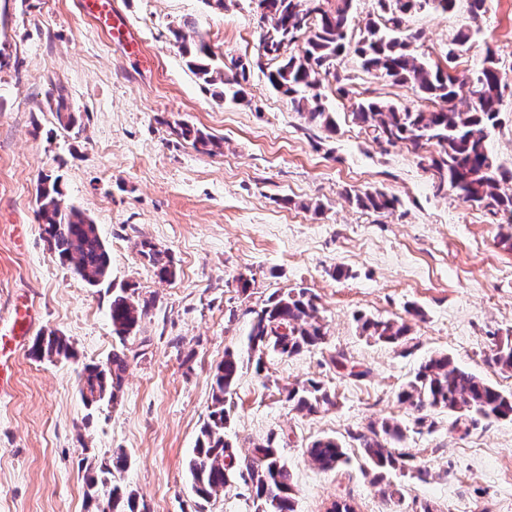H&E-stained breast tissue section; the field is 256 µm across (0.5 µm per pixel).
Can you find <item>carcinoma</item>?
Here are the masks:
<instances>
[{"label":"carcinoma","instance_id":"obj_1","mask_svg":"<svg viewBox=\"0 0 512 512\" xmlns=\"http://www.w3.org/2000/svg\"><path fill=\"white\" fill-rule=\"evenodd\" d=\"M261 30V53L253 62L269 85L288 97L295 110L310 123L332 130L335 122L322 103L320 87L329 78L339 83L336 59L352 51L361 60L364 72L394 84L409 85L433 108H411L392 101L362 98L354 102L353 114L379 143L409 144L419 151L427 145L434 151L427 157L428 167L438 188L449 186L464 203L485 205L512 215V166L507 167L492 155L488 137L500 122L503 94L496 92L500 77L495 52L485 48L484 58L471 70L457 72L451 66L468 50L471 30L459 31L448 44V66L430 65L416 55L411 46L421 38L418 32L402 29L403 17L432 9L446 13L456 0H376L380 19L365 22L358 40L352 38V21L357 0H256ZM181 44L188 66L207 84L222 85L219 96L236 101L243 97L240 79L247 65L234 64V71L213 64L215 55L200 38L186 43L183 30L173 31ZM468 87L470 101L458 107L459 90ZM59 181L44 177L37 188L39 217L50 250L55 258L91 287L104 284L110 275V254L97 225L75 207L63 210ZM356 207L383 213L394 206V198L381 191L355 190L348 194ZM138 254L162 281L176 275L173 258L165 250L143 241ZM130 287L112 291L109 319L112 334L125 341L136 334L149 303L135 297ZM361 332L387 344L408 343L409 326L398 320H383L363 314L355 318ZM326 330L318 315L316 296L301 289L270 297L256 312L243 349L256 354L255 372L264 370L263 355L268 351L293 356L325 342ZM36 360L74 356L69 341L55 333L37 337L30 350ZM491 365L512 371V340L494 344ZM237 350L224 351L212 378V407L200 429L188 470L197 495L205 502L214 493L240 478L250 490L255 512H295L293 475L281 460L275 438L256 445L238 457L227 438L232 396L242 369ZM127 366L126 355L112 353L104 364H88L80 376V394L88 406L112 401L121 385ZM335 395L320 381L307 379L287 389V401L308 415L334 405ZM397 399L423 428L428 412L446 409L472 416L512 421V392H504L474 373L455 364L446 353L422 361L413 376L401 387ZM407 427L395 419H383L363 430L349 432L365 459L377 470L375 479L385 473L411 472L420 480L427 471L410 465V455L397 449ZM311 459L324 469L349 462L345 446L332 437L318 439L309 446ZM127 467L123 451L101 465L89 477L88 496L95 501V512H145L137 494L114 483V474Z\"/></svg>","mask_w":512,"mask_h":512}]
</instances>
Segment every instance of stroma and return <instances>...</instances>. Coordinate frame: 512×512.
I'll list each match as a JSON object with an SVG mask.
<instances>
[{"label":"stroma","instance_id":"obj_1","mask_svg":"<svg viewBox=\"0 0 512 512\" xmlns=\"http://www.w3.org/2000/svg\"><path fill=\"white\" fill-rule=\"evenodd\" d=\"M129 35L97 29L80 0H0V322L17 302L34 304L31 336L57 333L74 356H12L0 393V512H89L88 468L124 451L117 479L146 512H254L237 481L199 507L188 462L212 405L211 378L225 349L240 348L252 314L272 295L299 288L318 297L324 344L290 357L267 353L263 374L244 361L229 436L239 454L282 438L296 512L350 500L357 512H512V422H469L444 410L412 431L397 393L420 361L445 352L462 368L512 391V372L488 362L494 339L512 337V232L503 214L437 191L410 145L374 142L352 114L371 96L419 105L415 92L340 56L341 83L322 88L335 131L308 123L253 67L260 28L253 0H114ZM469 0L447 13L421 10L404 25L428 62L444 63L465 26ZM204 39L224 62H247L246 99H219L188 68L172 32ZM493 49L509 84L489 136L512 164V0H485L462 69ZM65 100L75 122L56 117ZM209 134L202 146L181 124ZM60 176L61 203L98 226L111 253L109 287L93 288L48 249L38 220L42 175ZM395 197L384 213L357 208L347 191ZM168 251L175 277L160 281L138 254L141 241ZM250 282L240 289L239 279ZM132 285L152 304L137 335L119 341L108 316L112 287ZM406 321L412 352L360 335L354 316ZM124 351L112 402L87 409L77 373ZM344 353L359 377L336 368ZM322 381L335 407L293 410L291 384ZM407 424L403 442L427 481L392 477L400 498L374 480L349 431L383 418ZM344 442L346 467L321 469L312 441Z\"/></svg>","mask_w":512,"mask_h":512}]
</instances>
